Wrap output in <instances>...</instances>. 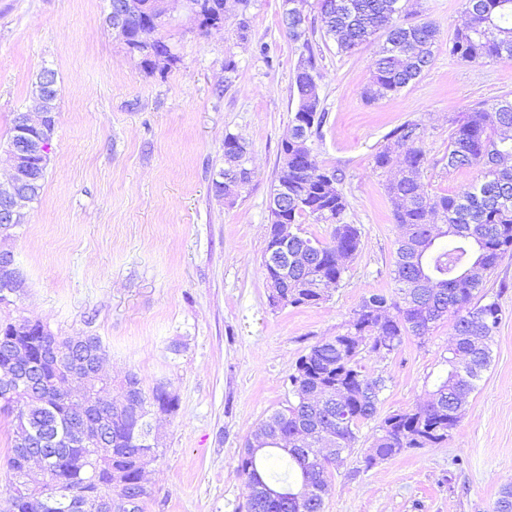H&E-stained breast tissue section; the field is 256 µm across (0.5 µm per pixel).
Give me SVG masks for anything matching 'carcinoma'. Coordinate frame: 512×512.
Returning <instances> with one entry per match:
<instances>
[{
  "mask_svg": "<svg viewBox=\"0 0 512 512\" xmlns=\"http://www.w3.org/2000/svg\"><path fill=\"white\" fill-rule=\"evenodd\" d=\"M326 33L336 42L340 53H348L378 31L386 35V47L374 62L371 77L362 96L375 102L394 95L418 79L431 65L433 47L438 42V26L425 21L404 24L407 0H316ZM468 22L458 30L448 47L449 54L469 63L485 59L512 58V0H466ZM306 17L288 12L282 24L288 34H305ZM142 25L139 16L128 15L123 21L128 49H133ZM314 62L298 68L295 88L297 109L288 139L280 150V167L275 186L288 190V204L280 209L269 207L270 231L264 253L263 270L274 280L269 266L279 225L291 229L288 253L311 241L299 224L311 217L333 225L330 243L324 245L305 268L288 265V280L277 289L281 306H313L326 299V289L319 287L323 278L340 281L358 252L361 232L355 224L344 221L348 203L342 190L327 188V182L340 183L334 171L323 169L311 156L309 140L320 132L325 113L315 110L308 99L318 97L317 86L310 80ZM34 93L42 98L50 112L57 110L58 90L55 72L41 71L34 83ZM421 125L405 121L394 127L386 139L409 145L393 156L387 150L375 156V165L394 167L398 177L390 183L388 195L396 223L403 228L396 250L393 280L397 297L372 293L377 310L366 312L358 305L345 332L320 341L296 362L289 381L294 400L261 421L271 428L266 446L253 454L243 450L237 471L245 480L251 496L246 498L247 512H323L321 493L327 478L336 469V461L302 464L306 449L317 447V440L298 432L297 425L319 415L307 402L309 394L320 391L332 396L341 391L346 397L336 407L346 421L333 432L335 447L342 449V460L351 456L356 430L374 418L384 389V381L372 378L360 364L362 353L391 354L404 338L414 332L412 322L429 317L432 329L438 322L453 317V342L448 349L447 375L438 379L436 389L426 403L411 411L386 417L369 453L366 466L391 458L408 448L433 447L445 441L463 416L476 382L491 364V344L502 321L498 299H487L486 284L504 254L512 251V99L495 100L456 122L448 145V169L473 166L483 168L481 179L451 195H430L422 183L427 161ZM248 149L234 136L224 138V168L221 173L247 171ZM440 218L443 231L427 234L430 217ZM341 250L344 262L333 261ZM473 263L483 272L470 279L460 278L461 270ZM31 323L29 319L20 320ZM8 318L0 323V370L22 371L6 354L13 341L41 348L42 333L36 328L15 334L18 322ZM60 362L78 357L73 339L57 337ZM56 369L41 366L42 384L52 389L44 396L26 391L14 397L0 393V411L13 415L11 438L10 493L8 512H73L68 505L82 494L137 496L145 482L147 466L158 450L148 442L151 409L173 413L178 398L163 384L146 392L134 373L124 381L131 386L135 403L120 429L106 437L104 447H115L112 456L99 459L89 447L49 448L39 445L42 437L62 434L69 424L75 403L72 388L55 380ZM31 428L38 437L33 447H23L19 435ZM288 455V477L274 481L269 466L272 456ZM309 487L311 497L298 493ZM494 512H512V482L499 492Z\"/></svg>",
  "mask_w": 512,
  "mask_h": 512,
  "instance_id": "obj_1",
  "label": "carcinoma"
}]
</instances>
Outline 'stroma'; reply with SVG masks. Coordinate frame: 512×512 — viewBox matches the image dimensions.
I'll return each instance as SVG.
<instances>
[{"instance_id": "stroma-1", "label": "stroma", "mask_w": 512, "mask_h": 512, "mask_svg": "<svg viewBox=\"0 0 512 512\" xmlns=\"http://www.w3.org/2000/svg\"><path fill=\"white\" fill-rule=\"evenodd\" d=\"M409 10L408 22L440 29L432 65L369 103L362 89L384 33L338 52L312 2L296 39L282 25L283 0H229L223 28L207 32L171 0L162 34L177 61L151 74L106 27L109 0H0V141L32 106L42 70L55 71L58 89L44 187L8 241L26 279L11 315L59 336H100L113 382L132 372L145 390L163 383L176 394V412L153 415L158 456L142 512H246L240 453L287 406L298 358L344 332L365 296L394 291V172L374 163L393 127L421 124L429 194L480 178L477 167L448 169L452 121L512 95V59L449 55L465 0H411ZM310 56L326 116L311 155L341 173L345 220L362 241L327 300L275 307L262 269L269 202L297 105L295 72ZM228 59L235 71H225ZM229 135L246 143L254 175L224 200L211 183ZM487 288L503 311L492 362L438 446L363 463L380 419L415 409L446 373L451 320L405 337L394 353L363 357L385 387L376 418L360 425L352 456L330 478L324 512H493L512 482V254Z\"/></svg>"}]
</instances>
